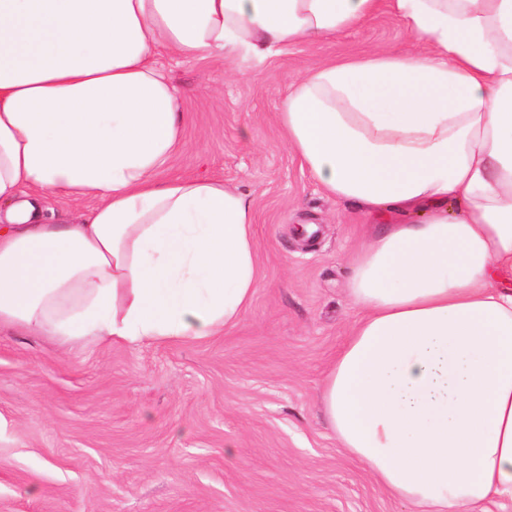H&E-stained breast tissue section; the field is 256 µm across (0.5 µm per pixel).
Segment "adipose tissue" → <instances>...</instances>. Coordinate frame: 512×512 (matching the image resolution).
Listing matches in <instances>:
<instances>
[{"label":"adipose tissue","mask_w":512,"mask_h":512,"mask_svg":"<svg viewBox=\"0 0 512 512\" xmlns=\"http://www.w3.org/2000/svg\"><path fill=\"white\" fill-rule=\"evenodd\" d=\"M396 15L423 46L319 63L278 114L332 197L383 218L319 397L328 428L420 512H512V0H0V330L201 340L260 285L249 202L169 177L157 49L260 68ZM96 198L72 221L48 197Z\"/></svg>","instance_id":"obj_1"}]
</instances>
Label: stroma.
<instances>
[{"label":"stroma","mask_w":512,"mask_h":512,"mask_svg":"<svg viewBox=\"0 0 512 512\" xmlns=\"http://www.w3.org/2000/svg\"><path fill=\"white\" fill-rule=\"evenodd\" d=\"M417 46L385 11L256 73L159 52L182 114L166 174L245 194L260 286L236 325L202 340L61 345L1 330L0 512H414L338 448L318 395L357 316L350 259L374 218L322 191L277 114L321 61Z\"/></svg>","instance_id":"obj_1"}]
</instances>
